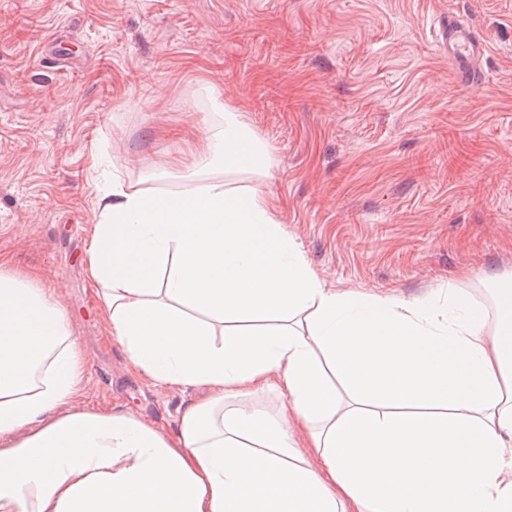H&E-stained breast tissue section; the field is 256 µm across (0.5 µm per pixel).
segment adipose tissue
Segmentation results:
<instances>
[{"label": "adipose tissue", "mask_w": 512, "mask_h": 512, "mask_svg": "<svg viewBox=\"0 0 512 512\" xmlns=\"http://www.w3.org/2000/svg\"><path fill=\"white\" fill-rule=\"evenodd\" d=\"M214 164L271 166L230 109L193 161ZM86 256L129 368L201 395L171 434L77 408L60 294L0 261V512H512L511 311L336 291L271 194L217 178L113 177Z\"/></svg>", "instance_id": "obj_1"}]
</instances>
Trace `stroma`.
I'll return each instance as SVG.
<instances>
[{
    "mask_svg": "<svg viewBox=\"0 0 512 512\" xmlns=\"http://www.w3.org/2000/svg\"><path fill=\"white\" fill-rule=\"evenodd\" d=\"M484 37L462 84L440 32ZM268 147L259 178L328 285L406 300L512 277V0H0V256L58 289L83 351L80 406L174 431L195 392L129 370L85 262L91 154L149 192L192 173L223 108Z\"/></svg>",
    "mask_w": 512,
    "mask_h": 512,
    "instance_id": "obj_1",
    "label": "stroma"
}]
</instances>
